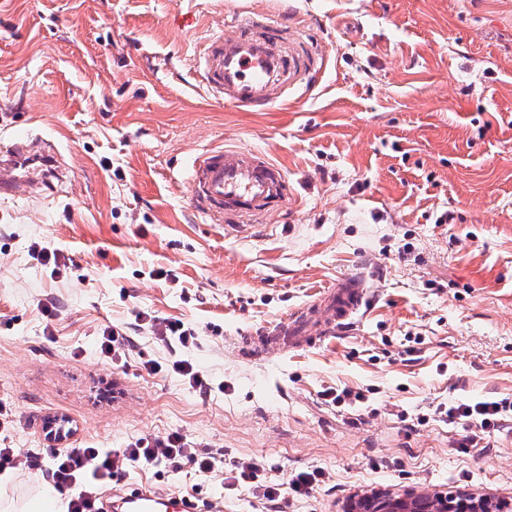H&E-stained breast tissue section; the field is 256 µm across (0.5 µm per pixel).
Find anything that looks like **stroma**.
Here are the masks:
<instances>
[{"mask_svg":"<svg viewBox=\"0 0 512 512\" xmlns=\"http://www.w3.org/2000/svg\"><path fill=\"white\" fill-rule=\"evenodd\" d=\"M233 10L308 36L315 86L264 112L209 97L196 52ZM21 139L64 174L0 197L1 448H45L46 419L64 416L72 448L176 432L222 454L208 473L134 466L112 493L344 512L375 492L465 491L512 512V418L466 448L445 415L512 398V0H0V149ZM216 145L264 152L291 188L237 238L192 208V160ZM359 266L370 301L350 331L271 362L231 352ZM142 312L182 319L196 344L161 342ZM112 324L131 339L114 363L98 353ZM110 383L118 398L98 401ZM243 461L261 484L322 482L274 505L234 483ZM321 475L315 471L295 473L288 483V494L294 497H308L318 489Z\"/></svg>","mask_w":512,"mask_h":512,"instance_id":"1","label":"stroma"}]
</instances>
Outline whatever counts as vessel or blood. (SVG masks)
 I'll return each instance as SVG.
<instances>
[{"mask_svg":"<svg viewBox=\"0 0 512 512\" xmlns=\"http://www.w3.org/2000/svg\"><path fill=\"white\" fill-rule=\"evenodd\" d=\"M230 36L205 42L197 67L207 91L225 103L249 109L287 100L290 91L308 89L323 62L301 47L297 31L271 26L257 13L235 14ZM29 150L13 145L0 152V194L17 196L35 179L24 170ZM194 210L205 223L233 237L246 226L266 223L268 215L288 200L282 168L266 154L236 147L214 146L195 160L191 179ZM368 291L365 277L347 274L324 291L314 310H301L240 339L238 353L269 361L315 345L362 317ZM113 512H198L189 497L158 494L146 487L116 495Z\"/></svg>","mask_w":512,"mask_h":512,"instance_id":"obj_1","label":"vessel or blood"}]
</instances>
